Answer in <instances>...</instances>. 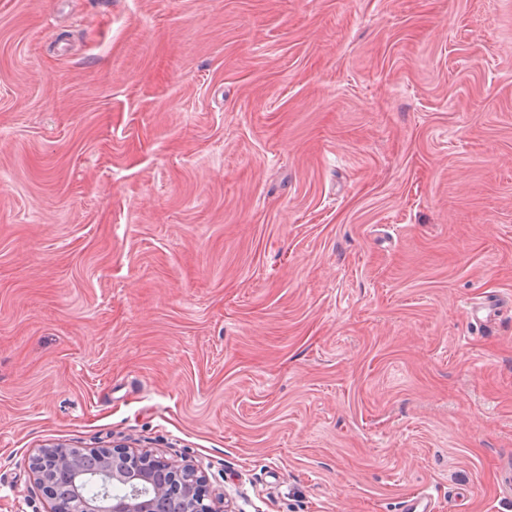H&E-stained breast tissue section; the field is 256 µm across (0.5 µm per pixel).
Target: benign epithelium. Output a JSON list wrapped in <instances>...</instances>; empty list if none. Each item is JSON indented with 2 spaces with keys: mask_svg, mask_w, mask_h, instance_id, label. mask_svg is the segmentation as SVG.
Wrapping results in <instances>:
<instances>
[{
  "mask_svg": "<svg viewBox=\"0 0 512 512\" xmlns=\"http://www.w3.org/2000/svg\"><path fill=\"white\" fill-rule=\"evenodd\" d=\"M30 469L51 501L49 512H219L207 503L208 494L198 467L125 447L73 451L60 445L42 449ZM93 473L102 490L108 486L145 485L149 493L84 494L80 485Z\"/></svg>",
  "mask_w": 512,
  "mask_h": 512,
  "instance_id": "obj_1",
  "label": "benign epithelium"
}]
</instances>
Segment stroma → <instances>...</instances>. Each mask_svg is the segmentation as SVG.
Returning <instances> with one entry per match:
<instances>
[{
	"label": "stroma",
	"mask_w": 512,
	"mask_h": 512,
	"mask_svg": "<svg viewBox=\"0 0 512 512\" xmlns=\"http://www.w3.org/2000/svg\"><path fill=\"white\" fill-rule=\"evenodd\" d=\"M53 444L512 512V0H0V512Z\"/></svg>",
	"instance_id": "1"
}]
</instances>
